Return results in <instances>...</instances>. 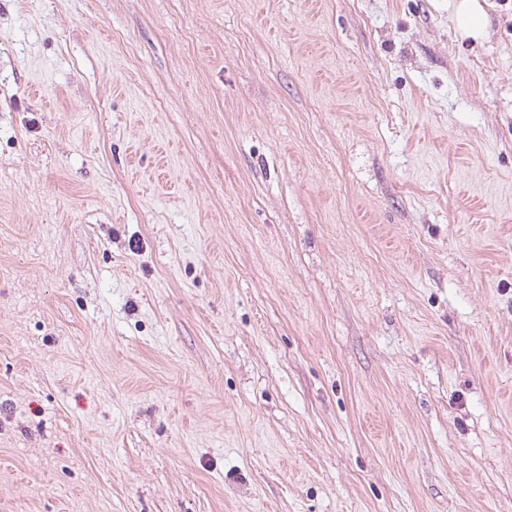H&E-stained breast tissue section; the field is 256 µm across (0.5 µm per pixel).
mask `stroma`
Listing matches in <instances>:
<instances>
[{"label":"stroma","mask_w":512,"mask_h":512,"mask_svg":"<svg viewBox=\"0 0 512 512\" xmlns=\"http://www.w3.org/2000/svg\"><path fill=\"white\" fill-rule=\"evenodd\" d=\"M0 0V512H512V0ZM480 0H457L456 30L463 39L481 41L486 35L487 15Z\"/></svg>","instance_id":"stroma-1"}]
</instances>
